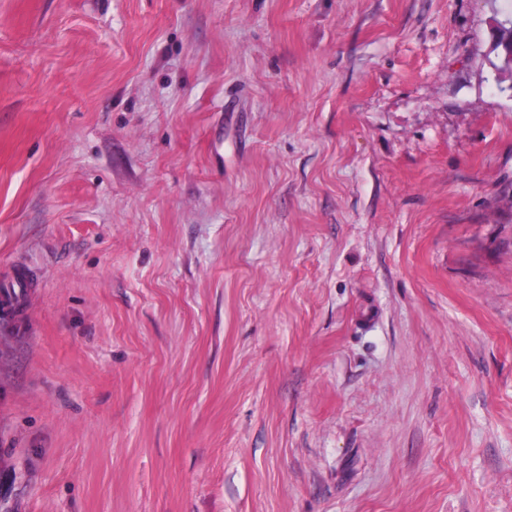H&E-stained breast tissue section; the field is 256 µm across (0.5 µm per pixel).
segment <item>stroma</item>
I'll return each mask as SVG.
<instances>
[{
	"label": "stroma",
	"mask_w": 512,
	"mask_h": 512,
	"mask_svg": "<svg viewBox=\"0 0 512 512\" xmlns=\"http://www.w3.org/2000/svg\"><path fill=\"white\" fill-rule=\"evenodd\" d=\"M512 0H0V512H512Z\"/></svg>",
	"instance_id": "stroma-1"
}]
</instances>
